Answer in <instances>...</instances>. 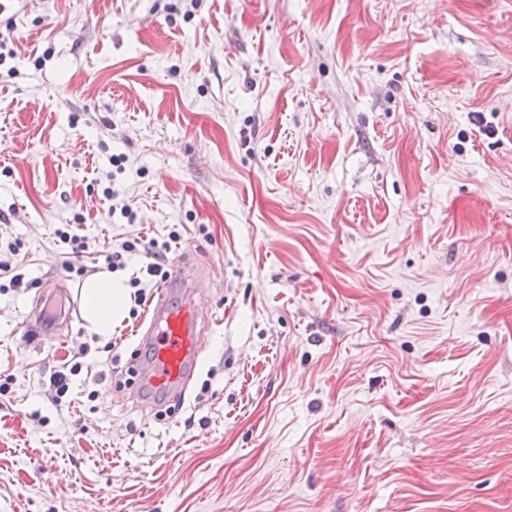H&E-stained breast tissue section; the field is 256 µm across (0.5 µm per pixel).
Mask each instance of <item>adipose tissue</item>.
<instances>
[{
  "instance_id": "obj_1",
  "label": "adipose tissue",
  "mask_w": 512,
  "mask_h": 512,
  "mask_svg": "<svg viewBox=\"0 0 512 512\" xmlns=\"http://www.w3.org/2000/svg\"><path fill=\"white\" fill-rule=\"evenodd\" d=\"M83 296L89 329L98 336H110L113 325L128 312L129 295L124 281L109 272L99 273L84 282Z\"/></svg>"
}]
</instances>
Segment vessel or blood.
I'll return each instance as SVG.
<instances>
[{"mask_svg": "<svg viewBox=\"0 0 512 512\" xmlns=\"http://www.w3.org/2000/svg\"><path fill=\"white\" fill-rule=\"evenodd\" d=\"M195 275L189 268L177 270L163 284L151 303L142 343L147 356L140 369L136 395L148 406L167 398H184L201 359L199 341L203 312L193 287ZM69 304L42 305L29 317L30 330L41 337L56 334L72 319Z\"/></svg>", "mask_w": 512, "mask_h": 512, "instance_id": "vessel-or-blood-1", "label": "vessel or blood"}]
</instances>
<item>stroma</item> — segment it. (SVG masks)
<instances>
[{
    "label": "stroma",
    "mask_w": 512,
    "mask_h": 512,
    "mask_svg": "<svg viewBox=\"0 0 512 512\" xmlns=\"http://www.w3.org/2000/svg\"><path fill=\"white\" fill-rule=\"evenodd\" d=\"M133 238L165 417L156 284L26 331ZM0 512H512V0H0ZM194 272L177 270L150 303L140 336L147 356L140 367L136 395L147 406L169 397L184 401L188 385L201 359V319ZM51 296L45 299L43 305L35 310L29 317L26 325L37 336H50L56 334L62 325H68L72 319L74 305L70 303L57 307H50Z\"/></svg>",
    "instance_id": "1"
}]
</instances>
